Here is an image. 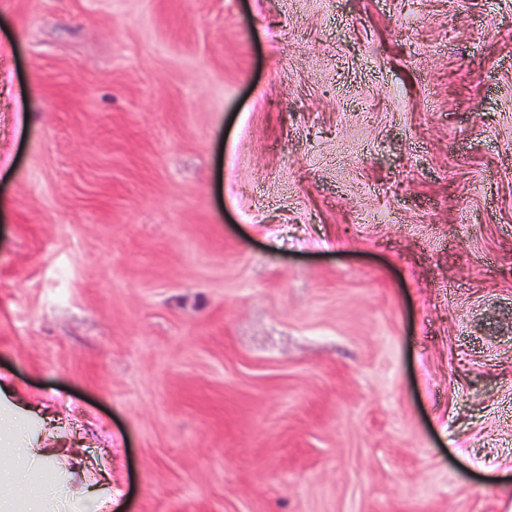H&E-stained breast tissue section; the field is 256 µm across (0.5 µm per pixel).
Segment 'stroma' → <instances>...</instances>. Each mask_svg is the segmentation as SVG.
I'll return each mask as SVG.
<instances>
[{
	"mask_svg": "<svg viewBox=\"0 0 512 512\" xmlns=\"http://www.w3.org/2000/svg\"><path fill=\"white\" fill-rule=\"evenodd\" d=\"M0 378L68 512H512V0H0Z\"/></svg>",
	"mask_w": 512,
	"mask_h": 512,
	"instance_id": "stroma-1",
	"label": "stroma"
}]
</instances>
